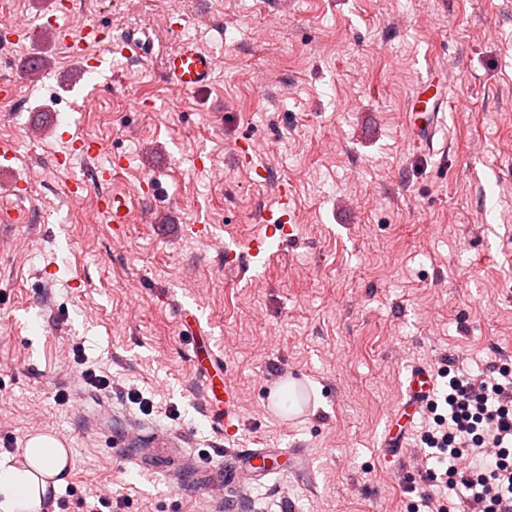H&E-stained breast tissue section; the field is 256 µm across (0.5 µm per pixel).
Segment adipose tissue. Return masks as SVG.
Masks as SVG:
<instances>
[{"instance_id":"obj_1","label":"adipose tissue","mask_w":512,"mask_h":512,"mask_svg":"<svg viewBox=\"0 0 512 512\" xmlns=\"http://www.w3.org/2000/svg\"><path fill=\"white\" fill-rule=\"evenodd\" d=\"M25 455L28 467L0 465V512H40L49 482L65 472L68 450L48 435L32 436Z\"/></svg>"}]
</instances>
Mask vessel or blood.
Segmentation results:
<instances>
[{"label":"vessel or blood","mask_w":512,"mask_h":512,"mask_svg":"<svg viewBox=\"0 0 512 512\" xmlns=\"http://www.w3.org/2000/svg\"><path fill=\"white\" fill-rule=\"evenodd\" d=\"M55 32L60 43L67 46L75 57L84 58L88 71L102 73L112 67L113 54L129 53L130 49L146 51V40L137 43H112L104 28L94 26L80 35H72L64 27H56ZM97 46L96 54H88L89 46ZM167 77L185 91H195L208 86L215 70V58L211 53L201 50L192 41L186 40L172 51L164 62ZM446 103L445 81L435 70H427L419 76L409 103V128L412 132V146L419 151L432 149L434 138L442 124V114ZM99 151L96 144L86 141L73 142L67 154L57 159L62 168H70L72 158L87 159ZM101 215L115 229H124L132 214V199L128 193L112 192L104 194L101 203ZM265 233L251 239L247 244V254L252 264H260L273 242L283 240L293 231L294 219L289 213L287 194H280L277 210L268 211L263 216ZM220 356L214 337H202L199 345L193 348V362L199 375L204 376L212 401L224 404V430L232 435L236 432V414L238 398L229 381L215 374L214 365ZM436 383L434 373L428 368H412L406 377V394L383 431L381 444L387 456H397L405 446L408 430L417 421L421 413L419 398L431 393Z\"/></svg>","instance_id":"b4317fda"}]
</instances>
